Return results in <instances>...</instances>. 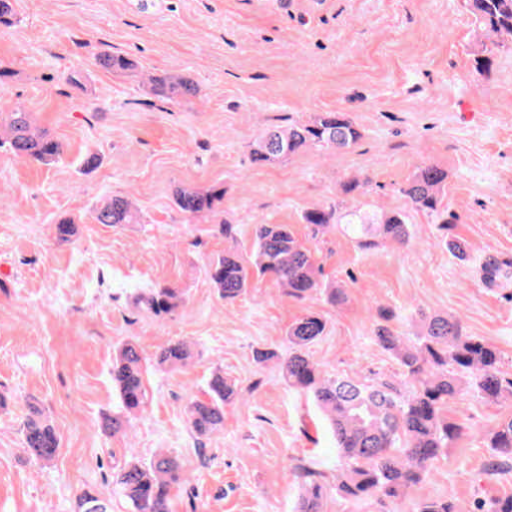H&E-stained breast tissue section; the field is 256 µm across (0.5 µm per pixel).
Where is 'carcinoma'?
Returning a JSON list of instances; mask_svg holds the SVG:
<instances>
[{"instance_id": "carcinoma-1", "label": "carcinoma", "mask_w": 512, "mask_h": 512, "mask_svg": "<svg viewBox=\"0 0 512 512\" xmlns=\"http://www.w3.org/2000/svg\"><path fill=\"white\" fill-rule=\"evenodd\" d=\"M476 23L497 47L512 48V0H468ZM14 0H0V28L15 23ZM96 64L109 73H122L135 67L129 56L101 53ZM151 92L168 99L190 100L200 95V86L191 78L162 73L149 78ZM361 132L345 112H318L308 121L269 129L251 145L250 160L257 166L280 161L318 147L342 150L356 144ZM0 149L38 166L56 163L63 154L62 143L39 128L31 113L17 106L0 122ZM445 169L425 164L401 188L410 208L435 213L442 206L447 185ZM174 206L185 216H219L224 213V185L206 188L179 187L173 193ZM137 210L126 196L103 198L93 212L98 224H134ZM302 221L313 235L332 228L341 229L357 246L370 251L380 242L406 244L414 238L406 212L393 210L371 213L361 208L340 212L324 206L303 210ZM60 241H69L78 229L70 217L54 226ZM316 252L296 238L286 224H257L254 227L251 260H244L235 249L213 259L205 274L224 302L245 294L253 277L276 281L289 297L304 301L324 292L328 301L346 299L345 290L325 285ZM146 311L158 318L174 316L184 302L180 289L156 285L136 297ZM419 331L412 337L394 334L389 326L392 315L381 311L374 323V342L393 356L402 369L400 383L380 379L371 384L353 379L325 376L309 354V347L326 330L325 319L309 312L288 326V351H258L259 363L276 361L288 387L310 399L327 421L335 442L339 465L336 488L352 501L380 496L391 501L410 492L418 498L417 512H454L446 499L423 493L432 463L459 438L461 427L448 418V403L469 384L492 402L512 400V380L501 376V353L492 344L467 335L458 317L448 314L418 313ZM195 357L194 345L185 339L168 342L155 355V365L178 369ZM143 358L127 341L115 350L110 377L117 391L120 411L104 417V430L123 434L146 407ZM237 395L224 370L215 368L207 380L205 397H192L186 405V419L199 439L224 429V404ZM488 445L498 456L512 458V416L499 423L488 435ZM22 448L32 459L53 461L60 449L55 427L38 409L22 429ZM293 471L302 480V493L293 512H322L324 484L320 473L297 465ZM184 481L178 458L161 450L147 463L131 462L113 473L112 482L131 501L134 512H169L171 490ZM81 512H108L107 506L90 491L79 496ZM479 512H512V495L483 502Z\"/></svg>"}]
</instances>
